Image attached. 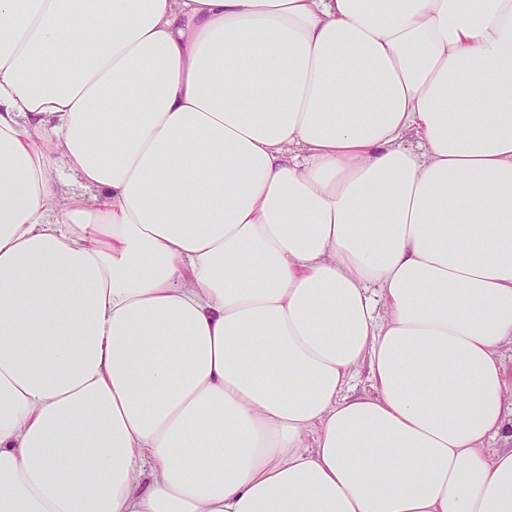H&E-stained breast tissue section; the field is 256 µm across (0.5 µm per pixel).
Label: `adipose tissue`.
Listing matches in <instances>:
<instances>
[{
    "label": "adipose tissue",
    "mask_w": 512,
    "mask_h": 512,
    "mask_svg": "<svg viewBox=\"0 0 512 512\" xmlns=\"http://www.w3.org/2000/svg\"><path fill=\"white\" fill-rule=\"evenodd\" d=\"M508 345L512 0H0V512H512Z\"/></svg>",
    "instance_id": "obj_1"
}]
</instances>
